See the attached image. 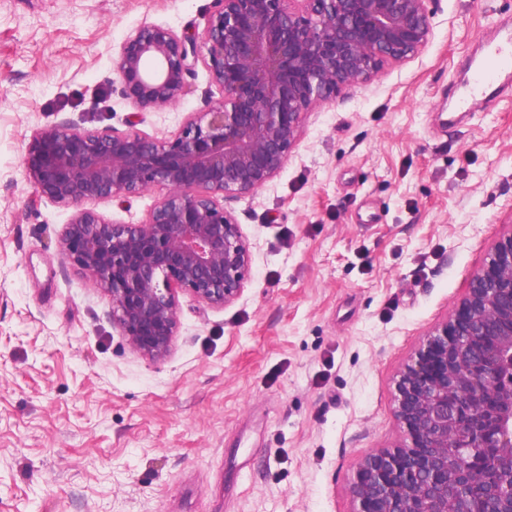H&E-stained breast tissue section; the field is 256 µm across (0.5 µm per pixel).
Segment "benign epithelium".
Here are the masks:
<instances>
[{
	"label": "benign epithelium",
	"mask_w": 512,
	"mask_h": 512,
	"mask_svg": "<svg viewBox=\"0 0 512 512\" xmlns=\"http://www.w3.org/2000/svg\"><path fill=\"white\" fill-rule=\"evenodd\" d=\"M428 0H217L201 33L154 22L131 30L112 60L138 110L182 99L202 64L222 90L173 133L71 126L37 129L24 159L35 192L73 209L61 255L112 305V325L147 360L176 336L179 296L235 302L251 243L227 198L257 192L297 147L307 115L337 91L417 56L433 27ZM163 194L124 224L85 204ZM406 438L364 457L358 512H512V230L492 245L459 308L429 334L397 382ZM480 452H475V449Z\"/></svg>",
	"instance_id": "7a95c632"
}]
</instances>
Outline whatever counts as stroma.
Listing matches in <instances>:
<instances>
[{"label":"stroma","mask_w":512,"mask_h":512,"mask_svg":"<svg viewBox=\"0 0 512 512\" xmlns=\"http://www.w3.org/2000/svg\"><path fill=\"white\" fill-rule=\"evenodd\" d=\"M214 0H0V512H356L359 461L394 445V381L512 229V86L451 109L512 0H430L416 57L308 114L254 194L240 297L179 298L170 352L135 354L109 299L60 254L70 208L23 156L59 124L126 130L112 57L143 22L202 31ZM204 67L152 136L220 97ZM153 189L101 199L136 224Z\"/></svg>","instance_id":"1"}]
</instances>
